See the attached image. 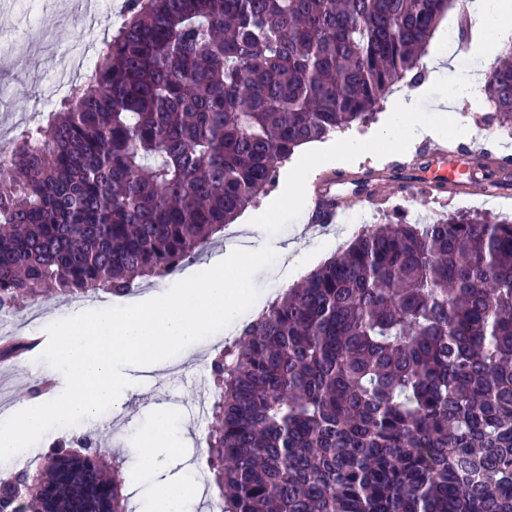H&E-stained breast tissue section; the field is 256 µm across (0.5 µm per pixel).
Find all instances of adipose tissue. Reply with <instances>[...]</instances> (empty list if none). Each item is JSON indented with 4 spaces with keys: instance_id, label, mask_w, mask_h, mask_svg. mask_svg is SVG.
<instances>
[{
    "instance_id": "adipose-tissue-1",
    "label": "adipose tissue",
    "mask_w": 512,
    "mask_h": 512,
    "mask_svg": "<svg viewBox=\"0 0 512 512\" xmlns=\"http://www.w3.org/2000/svg\"><path fill=\"white\" fill-rule=\"evenodd\" d=\"M470 14L473 29L481 38L479 55L494 58L502 42L512 37V0H472ZM406 92H398L399 106L390 124L380 133L390 146L403 148L425 137H440L448 123L447 115L426 119L412 112L406 104ZM181 436L171 425L166 404H155L152 421L140 433V444L146 452V476L158 488L157 494L141 503V512H191L203 496L205 484L193 469L182 467L176 477L164 476L165 464H180Z\"/></svg>"
}]
</instances>
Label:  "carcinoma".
<instances>
[{
    "instance_id": "obj_1",
    "label": "carcinoma",
    "mask_w": 512,
    "mask_h": 512,
    "mask_svg": "<svg viewBox=\"0 0 512 512\" xmlns=\"http://www.w3.org/2000/svg\"><path fill=\"white\" fill-rule=\"evenodd\" d=\"M450 0H125L86 84L0 161V310L125 296L201 254L303 144L364 124ZM481 118L512 132V44ZM419 152L389 166L402 182ZM512 190V160L483 176ZM222 512H512V219L373 224L209 365ZM0 486L13 512L84 491L129 512L92 430Z\"/></svg>"
}]
</instances>
